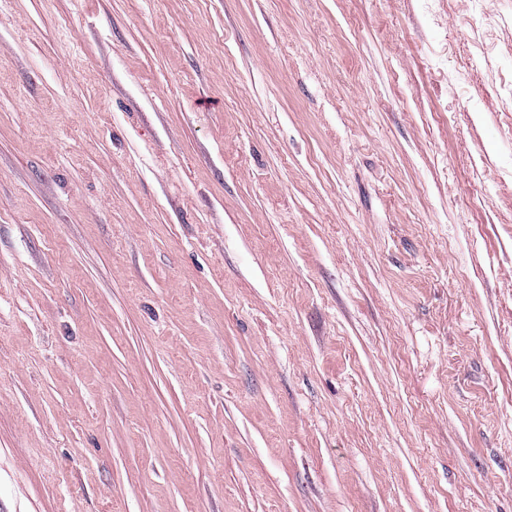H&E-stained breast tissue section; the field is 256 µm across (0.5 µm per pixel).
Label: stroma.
Listing matches in <instances>:
<instances>
[{"label":"stroma","instance_id":"stroma-1","mask_svg":"<svg viewBox=\"0 0 512 512\" xmlns=\"http://www.w3.org/2000/svg\"><path fill=\"white\" fill-rule=\"evenodd\" d=\"M5 512H512V0H0Z\"/></svg>","mask_w":512,"mask_h":512}]
</instances>
